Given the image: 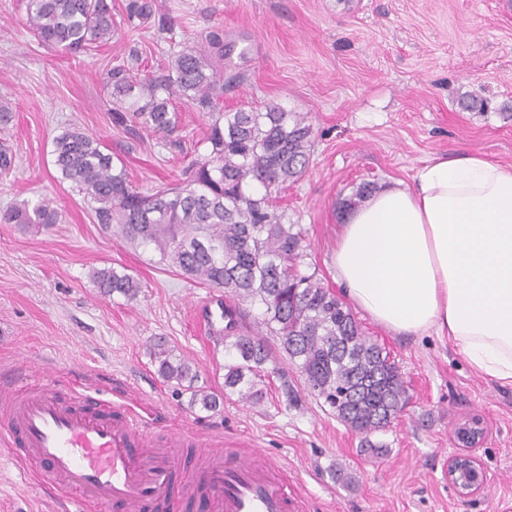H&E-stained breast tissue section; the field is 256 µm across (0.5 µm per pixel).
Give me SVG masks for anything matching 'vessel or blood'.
I'll return each mask as SVG.
<instances>
[{
  "instance_id": "vessel-or-blood-1",
  "label": "vessel or blood",
  "mask_w": 512,
  "mask_h": 512,
  "mask_svg": "<svg viewBox=\"0 0 512 512\" xmlns=\"http://www.w3.org/2000/svg\"><path fill=\"white\" fill-rule=\"evenodd\" d=\"M223 297L206 301L201 318L211 342L224 329ZM0 422L18 462L44 485L71 500L78 512H169L178 494L205 490L211 512H304L289 494L286 472L257 449H205L200 472L181 469V431L164 442L149 435L138 414L122 403L72 390L62 399L43 384L0 389Z\"/></svg>"
}]
</instances>
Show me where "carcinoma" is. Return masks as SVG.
Segmentation results:
<instances>
[{"label":"carcinoma","mask_w":512,"mask_h":512,"mask_svg":"<svg viewBox=\"0 0 512 512\" xmlns=\"http://www.w3.org/2000/svg\"><path fill=\"white\" fill-rule=\"evenodd\" d=\"M156 10V0H127L126 20L142 25ZM25 24L39 44L66 54L86 53L122 34L108 0H27ZM209 48L179 51L159 75L143 68L134 51L129 64L104 77L119 124L129 121L171 135L180 126L177 99L208 118L206 152L188 163L181 179L142 192L100 140L76 127L54 138V164L61 178L94 204L98 223L124 241L153 248L158 263L223 292L231 302L224 309L231 357L224 365V395L197 389L192 365L173 356L167 344L150 348L158 374L189 390L191 404L213 411L236 394L257 405L271 373L290 400L288 372L267 368L274 361L267 337L273 336L279 352L337 420L367 437L383 431L407 405L399 367L339 296L301 270L303 231L286 222L275 205L277 193L306 173L313 130L301 113L275 105L224 110V65L215 64L224 60L219 34L211 35ZM58 221L47 198L0 213L1 224ZM93 278L104 296L132 300L142 289L138 278L114 267L95 271ZM241 302L261 310L266 332L246 330Z\"/></svg>","instance_id":"carcinoma-1"}]
</instances>
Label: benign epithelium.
<instances>
[{
	"label": "benign epithelium",
	"mask_w": 512,
	"mask_h": 512,
	"mask_svg": "<svg viewBox=\"0 0 512 512\" xmlns=\"http://www.w3.org/2000/svg\"><path fill=\"white\" fill-rule=\"evenodd\" d=\"M455 437L459 451L448 458V484L461 497L480 494L490 482L476 454L485 438L482 422L473 419L463 423Z\"/></svg>",
	"instance_id": "1"
}]
</instances>
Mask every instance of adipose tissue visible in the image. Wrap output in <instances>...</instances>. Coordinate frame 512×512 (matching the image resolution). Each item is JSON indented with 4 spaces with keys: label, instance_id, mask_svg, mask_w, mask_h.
I'll list each match as a JSON object with an SVG mask.
<instances>
[{
    "label": "adipose tissue",
    "instance_id": "ef3b65f1",
    "mask_svg": "<svg viewBox=\"0 0 512 512\" xmlns=\"http://www.w3.org/2000/svg\"><path fill=\"white\" fill-rule=\"evenodd\" d=\"M342 295L394 333L452 340L479 375L512 386V165L437 156L343 216Z\"/></svg>",
    "mask_w": 512,
    "mask_h": 512
}]
</instances>
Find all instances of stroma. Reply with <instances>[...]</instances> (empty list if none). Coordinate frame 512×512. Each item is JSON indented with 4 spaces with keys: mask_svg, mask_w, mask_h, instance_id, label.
Masks as SVG:
<instances>
[{
    "mask_svg": "<svg viewBox=\"0 0 512 512\" xmlns=\"http://www.w3.org/2000/svg\"><path fill=\"white\" fill-rule=\"evenodd\" d=\"M161 9L131 38L89 54L41 46L24 25V0H0V99L14 118L0 143L15 154L0 176V212L50 197L57 224L34 232L0 224V383L24 378L69 391L93 382L129 399L149 429L177 428L228 448H257L281 462L306 493L309 512H512V387L476 374L452 343L392 333L355 317L400 368L410 401L369 441L321 407L296 370V399L268 384L263 403L238 397L206 411L164 381L149 356L155 339L194 364L197 387L224 389V346L208 345L197 322L210 290L158 263L152 249L102 229L83 194L54 165L53 139L76 126L119 156L138 190L180 178L202 139L200 113L178 103L171 135L113 122L106 72L138 46L149 66L170 51L206 47L223 31L225 74L240 82L224 106L274 104L303 113L314 149L305 175L278 195L305 234L303 268L335 287L330 256L340 203L364 182H411L438 155L481 153L512 164V0H158ZM171 25L163 32L160 22ZM486 112L464 108L466 95ZM122 267L143 288L134 300L101 296L91 273ZM481 418L486 490L460 498L444 469L455 428ZM0 512H54V494L24 474L0 440Z\"/></svg>",
    "mask_w": 512,
    "mask_h": 512,
    "instance_id": "35a3bbf8",
    "label": "stroma"
}]
</instances>
